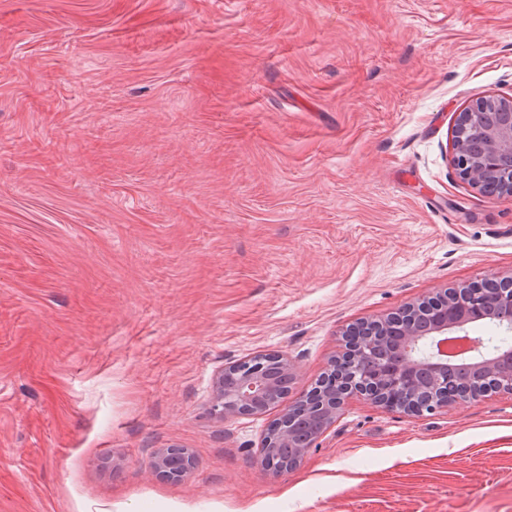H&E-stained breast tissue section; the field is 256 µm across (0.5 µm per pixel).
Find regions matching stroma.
Returning <instances> with one entry per match:
<instances>
[{"mask_svg":"<svg viewBox=\"0 0 512 512\" xmlns=\"http://www.w3.org/2000/svg\"><path fill=\"white\" fill-rule=\"evenodd\" d=\"M512 96V0H0V512H512V396L353 398L294 472L278 412L356 322L512 271V201L447 153ZM186 448L180 482L148 473ZM275 363L279 376L291 385L299 376V366L284 355L259 353L244 360L224 366L213 381L209 401V411L219 421L248 415H262L264 408L260 405L273 395L276 397V385L273 379L263 374V365H256L262 359ZM242 372L235 384L225 381L228 374ZM194 466V457L187 449L158 448L151 456L148 473L169 481H180Z\"/></svg>","mask_w":512,"mask_h":512,"instance_id":"obj_1","label":"stroma"}]
</instances>
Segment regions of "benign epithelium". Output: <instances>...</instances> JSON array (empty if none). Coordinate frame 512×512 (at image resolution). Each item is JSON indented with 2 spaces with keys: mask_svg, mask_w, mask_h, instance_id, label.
Listing matches in <instances>:
<instances>
[{
  "mask_svg": "<svg viewBox=\"0 0 512 512\" xmlns=\"http://www.w3.org/2000/svg\"><path fill=\"white\" fill-rule=\"evenodd\" d=\"M450 162L457 176L472 189L485 193L488 185L498 186L499 198L512 199V97H484L459 113L451 139ZM499 315L512 333V272H490L483 278L458 288H442L435 295L411 303L372 321L379 336H392L397 346L370 375L351 374L341 368L374 347L376 339L357 337L353 327L350 343L332 359L330 368L310 390L296 398L279 396L280 412L271 422L261 448L288 449V464L274 467L258 458L259 467L270 478L301 466L318 436L305 438L297 433L292 406L301 405L322 422L320 432L336 423L347 401L358 396L388 410L408 415L434 413L461 401L476 400L496 393L512 395V348L487 351L471 338L474 356L467 370L477 385L461 391L460 370L448 369L447 349L439 337L462 332L482 318L485 311ZM266 359L278 366L279 377L293 383L299 366L284 355L259 353L225 366L213 381L209 411L214 418L262 415L261 403L276 395L273 379L263 374L258 361ZM195 466L185 448H158L150 460L148 473L169 481H180Z\"/></svg>",
  "mask_w": 512,
  "mask_h": 512,
  "instance_id": "7a95c632",
  "label": "benign epithelium"
}]
</instances>
